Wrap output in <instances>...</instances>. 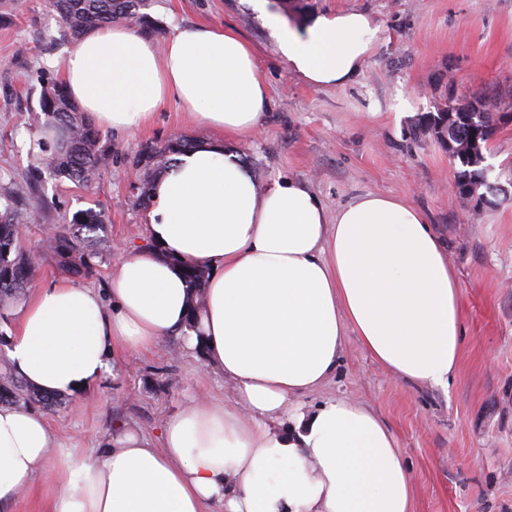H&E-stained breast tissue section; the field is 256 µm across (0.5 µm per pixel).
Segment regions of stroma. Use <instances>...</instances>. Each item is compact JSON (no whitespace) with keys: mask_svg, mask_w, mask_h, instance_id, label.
Listing matches in <instances>:
<instances>
[{"mask_svg":"<svg viewBox=\"0 0 512 512\" xmlns=\"http://www.w3.org/2000/svg\"><path fill=\"white\" fill-rule=\"evenodd\" d=\"M355 9L381 26L374 54L352 83L315 88L288 69L271 17L307 19ZM162 44L175 26L207 22L235 29L253 47L270 105L254 134L228 142L259 186L302 179L328 214L368 192L422 209L448 248L459 279L463 355L447 392L393 378L345 336L336 370L306 402L347 398L371 406L394 432L415 485L414 512H512V0H151ZM73 45L46 0H0V191L20 189L34 215L20 247L35 280L69 279L45 246L76 211L103 210L98 256L83 284L106 288L118 246L144 245L147 206L133 189L146 148L209 139L176 103L143 129L103 130L112 163L91 186L37 170L45 75L59 76ZM460 106L496 100L501 115L485 153L502 193L452 203L455 166L427 128L444 97ZM224 375L172 336L148 351L116 350L112 372L88 395L63 397L45 415L58 437L45 470L9 512H46L65 453L90 454L115 428L133 424L159 443L165 420L186 402L227 398Z\"/></svg>","mask_w":512,"mask_h":512,"instance_id":"35a3bbf8","label":"stroma"}]
</instances>
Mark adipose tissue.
Segmentation results:
<instances>
[{"instance_id": "obj_1", "label": "adipose tissue", "mask_w": 512, "mask_h": 512, "mask_svg": "<svg viewBox=\"0 0 512 512\" xmlns=\"http://www.w3.org/2000/svg\"><path fill=\"white\" fill-rule=\"evenodd\" d=\"M380 25L323 14L278 30L290 71L317 88L352 82ZM71 99L114 131L176 102L217 139L175 154L156 178L146 246L122 250L105 291L61 281L13 304L12 375L50 397L110 373L116 346L180 337L202 348L230 401L192 400L163 424L161 447L115 430L87 457L66 455L48 512H413L415 488L393 431L369 406L304 397L335 371L346 334L392 376L447 391L462 353L454 267L425 214L367 193L327 211L308 182L258 187L225 139L253 134L269 106L252 46L210 23L175 27L163 50L127 27L68 50ZM209 270L197 329L184 268ZM57 436L41 411L0 403V507L46 466Z\"/></svg>"}]
</instances>
